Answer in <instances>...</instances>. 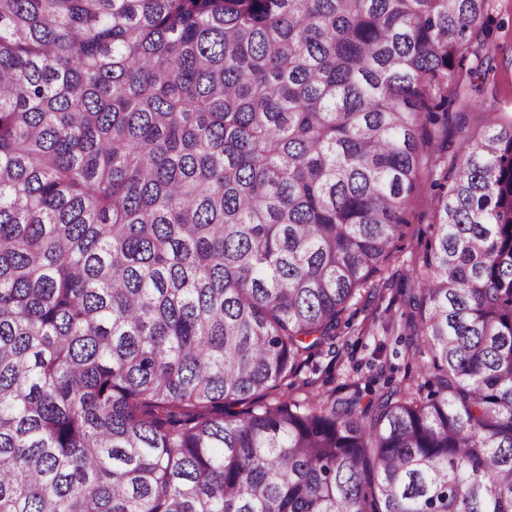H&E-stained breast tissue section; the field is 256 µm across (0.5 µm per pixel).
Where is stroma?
<instances>
[{"label": "stroma", "mask_w": 512, "mask_h": 512, "mask_svg": "<svg viewBox=\"0 0 512 512\" xmlns=\"http://www.w3.org/2000/svg\"><path fill=\"white\" fill-rule=\"evenodd\" d=\"M493 33L488 48L496 59V73L490 76L483 108L512 114V0H495ZM432 188H424L412 203L411 223L402 242L400 256L387 264L386 287L359 295L357 314L341 325L335 357L318 356L316 362L330 369V384L368 395L386 382L415 379L421 359L407 342L399 340L395 328L404 321V294L412 285V268L431 237Z\"/></svg>", "instance_id": "obj_1"}]
</instances>
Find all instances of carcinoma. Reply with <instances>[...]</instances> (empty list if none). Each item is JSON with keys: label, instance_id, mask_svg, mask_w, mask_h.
I'll return each instance as SVG.
<instances>
[{"label": "carcinoma", "instance_id": "cac0c4a2", "mask_svg": "<svg viewBox=\"0 0 512 512\" xmlns=\"http://www.w3.org/2000/svg\"><path fill=\"white\" fill-rule=\"evenodd\" d=\"M493 2L0 0V512H512ZM427 181L424 380L262 401Z\"/></svg>", "mask_w": 512, "mask_h": 512}]
</instances>
